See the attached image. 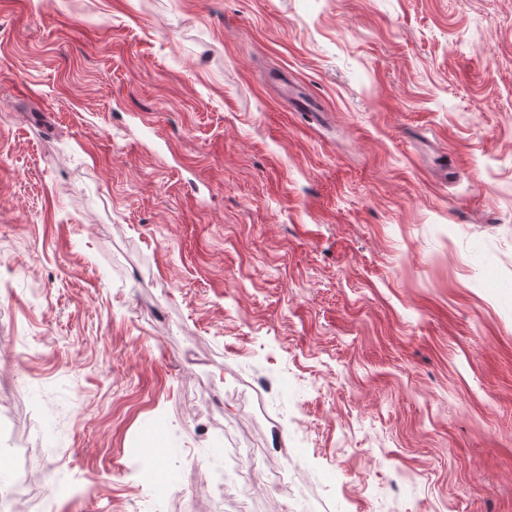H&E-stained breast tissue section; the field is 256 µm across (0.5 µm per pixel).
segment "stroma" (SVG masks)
I'll list each match as a JSON object with an SVG mask.
<instances>
[{"label":"stroma","instance_id":"35a3bbf8","mask_svg":"<svg viewBox=\"0 0 512 512\" xmlns=\"http://www.w3.org/2000/svg\"><path fill=\"white\" fill-rule=\"evenodd\" d=\"M4 294L54 512H512V0H0ZM158 451V448H139L131 457V462L137 469L149 493V495L143 498L144 505L142 508L144 512H158L164 501L172 495L173 487H171L169 482L165 481L156 485L148 479V475L153 471L151 457Z\"/></svg>","mask_w":512,"mask_h":512}]
</instances>
